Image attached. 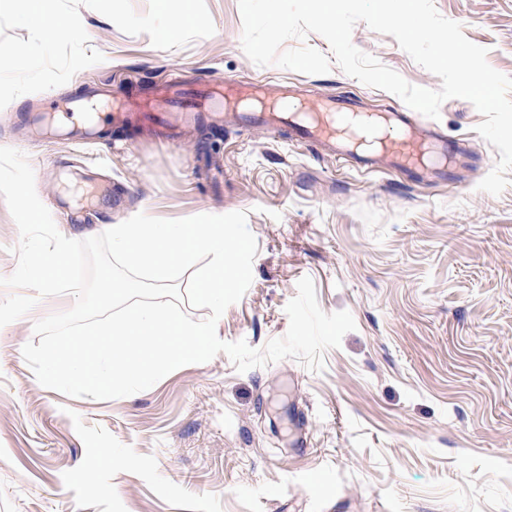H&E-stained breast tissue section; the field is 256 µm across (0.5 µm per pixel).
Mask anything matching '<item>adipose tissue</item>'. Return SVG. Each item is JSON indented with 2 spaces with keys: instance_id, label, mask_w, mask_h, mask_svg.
<instances>
[{
  "instance_id": "obj_1",
  "label": "adipose tissue",
  "mask_w": 512,
  "mask_h": 512,
  "mask_svg": "<svg viewBox=\"0 0 512 512\" xmlns=\"http://www.w3.org/2000/svg\"><path fill=\"white\" fill-rule=\"evenodd\" d=\"M78 239L77 232L62 233L48 241L36 261L38 274L27 276L24 293L0 304V333L12 328L21 312L33 309L38 303L51 297L57 291V284L74 255Z\"/></svg>"
}]
</instances>
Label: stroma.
Masks as SVG:
<instances>
[{"label":"stroma","instance_id":"35a3bbf8","mask_svg":"<svg viewBox=\"0 0 512 512\" xmlns=\"http://www.w3.org/2000/svg\"><path fill=\"white\" fill-rule=\"evenodd\" d=\"M512 77V0H434ZM215 32L172 50L81 8L103 62L0 110V303L45 242L144 213L163 219L247 212L253 281L219 319L226 342L283 337L286 304L310 277L321 309L356 328L313 373L287 358L237 372L223 353L111 400L38 383L22 355L53 297L0 335V512H512V184L479 182L499 151L464 99L439 131L467 154L445 181L359 173L309 145L203 119L173 142L134 121L95 143L44 136L56 102L101 99L179 80L285 81L307 99L351 95L382 112L396 95L332 66L307 75L244 53L238 0H206ZM352 42L431 90L441 80L390 35L357 23ZM33 202L30 218L14 204ZM112 456L105 465L103 456Z\"/></svg>","mask_w":512,"mask_h":512}]
</instances>
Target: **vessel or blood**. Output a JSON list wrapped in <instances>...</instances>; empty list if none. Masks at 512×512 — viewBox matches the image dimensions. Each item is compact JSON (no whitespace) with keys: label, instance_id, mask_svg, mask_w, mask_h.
<instances>
[{"label":"vessel or blood","instance_id":"1","mask_svg":"<svg viewBox=\"0 0 512 512\" xmlns=\"http://www.w3.org/2000/svg\"><path fill=\"white\" fill-rule=\"evenodd\" d=\"M245 102L270 100L264 112L246 113L247 121L276 132L287 129L291 136L323 149L337 160L349 162L359 171H418L420 176L440 175L450 158L461 154L460 142L435 134L419 123L412 113L401 108L386 112L381 120L358 109L355 98L347 95L327 97L310 107L287 85L270 91L258 81L245 90ZM229 107L228 98L211 87L184 89L174 81L151 89L146 95H130L114 101L111 112L137 113L140 122L171 127L198 120L201 112L218 114ZM98 106L92 97L72 100L60 114V129L91 137L92 119Z\"/></svg>","mask_w":512,"mask_h":512}]
</instances>
